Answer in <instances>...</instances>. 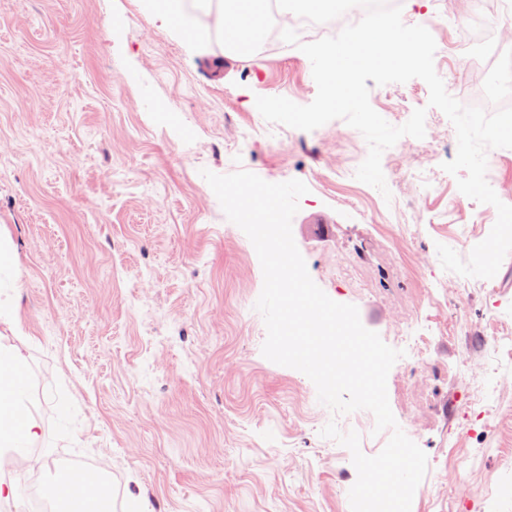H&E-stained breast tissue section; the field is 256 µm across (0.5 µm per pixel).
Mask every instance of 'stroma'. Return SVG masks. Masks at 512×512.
Segmentation results:
<instances>
[{"mask_svg": "<svg viewBox=\"0 0 512 512\" xmlns=\"http://www.w3.org/2000/svg\"><path fill=\"white\" fill-rule=\"evenodd\" d=\"M468 0L404 9L430 28L447 92L470 103L483 70L468 44ZM299 49L233 59L190 50L142 0H0V343L17 345L26 404L42 423L6 476L18 512L29 480L83 459L108 477L112 512H350L351 453L389 431L366 410L336 416L302 372L263 357L254 305L262 268L202 170L239 169L309 188L292 221L312 280L357 306L391 347L428 338L387 378L391 410L427 455L411 512H512V253L490 279L442 269L497 212L442 170L455 130L419 78L370 85L390 124L426 111L381 165L390 197L359 181L369 147L337 119L303 131L267 122L256 96L310 104ZM485 415L469 412L477 389Z\"/></svg>", "mask_w": 512, "mask_h": 512, "instance_id": "1", "label": "stroma"}]
</instances>
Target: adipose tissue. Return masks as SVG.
Returning <instances> with one entry per match:
<instances>
[{"mask_svg":"<svg viewBox=\"0 0 512 512\" xmlns=\"http://www.w3.org/2000/svg\"><path fill=\"white\" fill-rule=\"evenodd\" d=\"M26 360L14 347L0 345V464L22 453L40 436V422L26 406L18 380ZM46 488L54 506L64 512H110L108 488L94 474L49 475Z\"/></svg>","mask_w":512,"mask_h":512,"instance_id":"obj_1","label":"adipose tissue"}]
</instances>
